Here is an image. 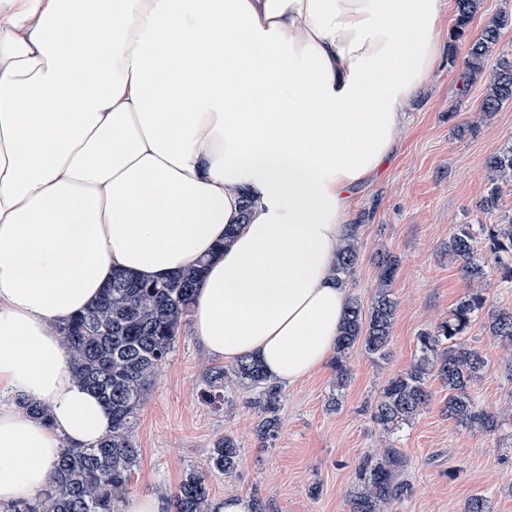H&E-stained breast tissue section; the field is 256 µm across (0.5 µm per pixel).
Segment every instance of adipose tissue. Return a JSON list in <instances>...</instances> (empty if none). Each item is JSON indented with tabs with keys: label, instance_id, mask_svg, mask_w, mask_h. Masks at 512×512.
Returning <instances> with one entry per match:
<instances>
[{
	"label": "adipose tissue",
	"instance_id": "adipose-tissue-1",
	"mask_svg": "<svg viewBox=\"0 0 512 512\" xmlns=\"http://www.w3.org/2000/svg\"><path fill=\"white\" fill-rule=\"evenodd\" d=\"M450 2L0 0V503L111 430L60 328L116 271L207 259L210 354L288 386L325 364L352 191L397 146Z\"/></svg>",
	"mask_w": 512,
	"mask_h": 512
}]
</instances>
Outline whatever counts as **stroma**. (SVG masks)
<instances>
[{"label":"stroma","instance_id":"1","mask_svg":"<svg viewBox=\"0 0 512 512\" xmlns=\"http://www.w3.org/2000/svg\"><path fill=\"white\" fill-rule=\"evenodd\" d=\"M464 56L463 42L446 41L437 68L406 108L400 146L354 191L359 232L352 296L370 304L378 284L376 252L400 261L391 284L396 310L388 360L354 350L351 379L335 411L328 408L331 365L283 387L280 431L264 442L255 435L258 415L249 392L208 384L209 369L222 360L183 325L138 414L133 441L140 456L129 497L157 498L163 512H172L186 472L207 471L216 442L228 436L240 448V464L230 477L207 472L215 503L244 496L260 500L264 512H349L360 461L392 447L407 459L410 491L388 512H464L476 494L486 497L489 512H512V343L488 334L486 313L475 315L464 341L487 362L471 397L495 413L496 433L448 420V390L434 376L427 381L431 400L411 424L386 434L371 419L383 385L413 361L418 333L446 319L469 291L448 258L449 234L459 224L479 233L500 221L478 204L486 157L512 141V105L489 116L480 112L487 78L468 80Z\"/></svg>","mask_w":512,"mask_h":512}]
</instances>
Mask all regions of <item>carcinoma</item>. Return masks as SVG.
I'll return each instance as SVG.
<instances>
[{
	"instance_id": "obj_1",
	"label": "carcinoma",
	"mask_w": 512,
	"mask_h": 512,
	"mask_svg": "<svg viewBox=\"0 0 512 512\" xmlns=\"http://www.w3.org/2000/svg\"><path fill=\"white\" fill-rule=\"evenodd\" d=\"M481 0H456L457 21L453 41L465 45L464 63L469 71L482 73L489 52L499 42L500 32L512 24V16H499L478 35L468 34L471 18ZM512 102V61H501L490 77L480 112L491 114ZM487 189L479 207L488 214L500 209L503 185H512V143L504 145L485 161ZM486 249L474 254L472 225L460 224L448 236V257L460 263L469 282L480 284L485 268L494 266L502 278L512 280V216L487 231ZM358 260L356 238L346 240L333 273L345 281ZM379 287L371 304L350 299L332 365L333 393L328 407L339 409L351 371L350 360L357 346L375 361L389 356L395 303L391 284L399 266L392 254L375 256ZM204 263L198 261L161 282H144L117 272L102 297L61 327L63 340L72 354L75 380L93 391L112 414V431L97 443L76 446L67 443L60 453L55 474L47 487L30 501L0 504V512H117L136 466L138 450L132 442L144 394L149 382L167 361L182 323L195 301ZM486 297L472 289L456 304L448 319L417 336V354L404 371L383 386L372 409V420L381 430L392 432L410 424L429 402L427 379L436 375L448 387L444 413L448 419L494 433V414L475 405L470 388L487 372L485 359L462 340L475 313L483 310ZM491 336L512 341V310L488 312ZM233 383L253 393L251 405L259 414L258 439L275 437L281 425L282 388L262 365L242 359L229 369L214 367L209 384ZM240 450L234 439L217 442L209 456L207 472L233 474ZM407 460L395 448L368 455L357 472V488L351 495L350 512H386L389 505L408 493L399 481ZM207 472H190L175 494L174 512H220L209 500Z\"/></svg>"
}]
</instances>
